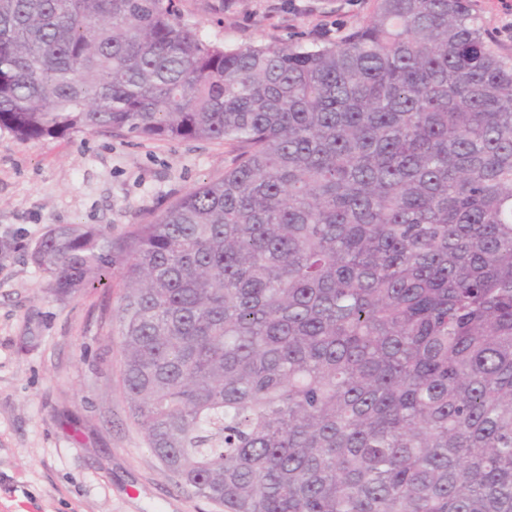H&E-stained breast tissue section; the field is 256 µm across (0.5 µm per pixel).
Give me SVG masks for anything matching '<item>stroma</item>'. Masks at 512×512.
<instances>
[{"label": "stroma", "mask_w": 512, "mask_h": 512, "mask_svg": "<svg viewBox=\"0 0 512 512\" xmlns=\"http://www.w3.org/2000/svg\"><path fill=\"white\" fill-rule=\"evenodd\" d=\"M373 0H173L184 23L237 47L333 41ZM512 55V0H472ZM231 145L73 133L22 143L0 131V512H224L165 472L129 417L109 321L119 288L59 298L31 261L56 224L119 239L199 184Z\"/></svg>", "instance_id": "35a3bbf8"}]
</instances>
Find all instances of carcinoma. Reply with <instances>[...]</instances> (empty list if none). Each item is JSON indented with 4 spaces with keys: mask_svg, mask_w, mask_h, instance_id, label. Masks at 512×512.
Instances as JSON below:
<instances>
[{
    "mask_svg": "<svg viewBox=\"0 0 512 512\" xmlns=\"http://www.w3.org/2000/svg\"><path fill=\"white\" fill-rule=\"evenodd\" d=\"M173 0H0V130L235 147L114 240L129 416L224 512H512V55L471 0H373L334 42L227 48Z\"/></svg>",
    "mask_w": 512,
    "mask_h": 512,
    "instance_id": "1",
    "label": "carcinoma"
}]
</instances>
